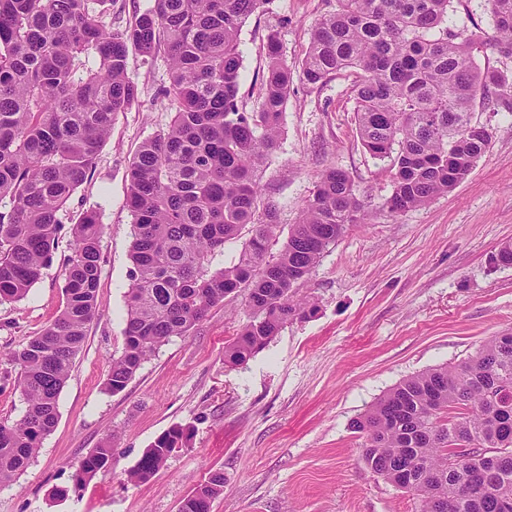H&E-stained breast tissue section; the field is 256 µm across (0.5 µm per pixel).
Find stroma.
Returning <instances> with one entry per match:
<instances>
[{"label":"stroma","mask_w":512,"mask_h":512,"mask_svg":"<svg viewBox=\"0 0 512 512\" xmlns=\"http://www.w3.org/2000/svg\"><path fill=\"white\" fill-rule=\"evenodd\" d=\"M335 5L273 0L249 17L240 35L246 109L267 69L268 33H276L288 61H300L313 26ZM128 73L139 97L116 115L95 168L69 201L52 263L25 299L0 304L4 353L61 312L71 226L86 210L100 212L99 308L59 395L57 425L28 469L0 487V512H179L219 469L224 492L212 512H416L415 496L365 465L351 423L402 379L458 363L512 329V266L491 260L512 244V112H475L491 144L470 174L428 205L391 217L380 209L392 192L389 164L358 140L351 76L322 86L295 79L280 146L264 167L263 198L276 203L279 224H292L321 174L335 167L376 216L350 225L296 286L297 296L316 300L314 314L288 324L245 364L224 361L248 316L244 296L231 295L112 394L105 379L124 346L130 283L129 168L173 112L161 93L165 52L130 51ZM176 425L191 428L188 447L147 481L128 483L127 471ZM110 435L112 468L72 491L74 467Z\"/></svg>","instance_id":"stroma-1"}]
</instances>
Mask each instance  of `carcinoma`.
I'll return each instance as SVG.
<instances>
[{
	"label": "carcinoma",
	"instance_id": "obj_1",
	"mask_svg": "<svg viewBox=\"0 0 512 512\" xmlns=\"http://www.w3.org/2000/svg\"><path fill=\"white\" fill-rule=\"evenodd\" d=\"M106 0H0V303L24 299L53 259L62 213L94 169L114 116L139 95L128 52L164 47L165 95L175 105L162 134L144 141L129 168L132 214L130 284L124 347L105 387L126 389L173 336H183L231 294L249 317L225 352L241 365L265 349L315 303L298 298L326 250L351 224L366 220L349 175L326 170L278 252L277 207L262 199L261 173L278 147L294 78L323 84L349 71L362 146L389 160L393 189L385 206L398 215L430 203L470 173L491 134L476 108L512 112V76L481 69L490 50L512 55V0H487L496 33L488 40L448 25L454 0H336L313 28L300 65L267 36L268 66L256 108L238 99L240 34L271 0H154L151 9L112 29ZM100 213L73 225L64 269V308L20 348L6 354L26 404L0 423V485L34 459L56 427L58 398L97 311ZM242 240L220 268L225 243ZM371 471L417 495V512H512V332L475 355L414 374L354 423ZM189 429L160 435L127 481L140 483L186 445ZM104 444L79 461V490L112 467ZM224 492L215 471L179 512H211Z\"/></svg>",
	"mask_w": 512,
	"mask_h": 512
}]
</instances>
